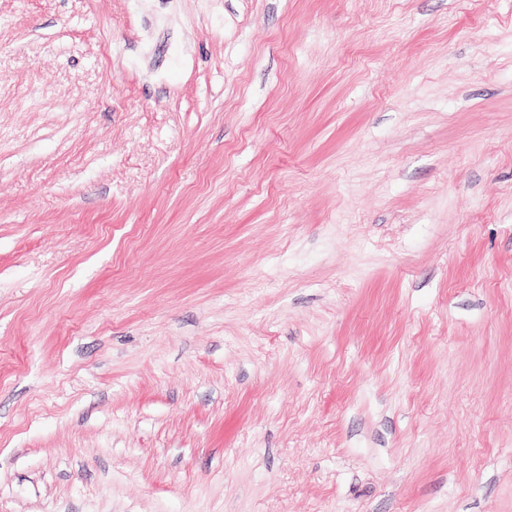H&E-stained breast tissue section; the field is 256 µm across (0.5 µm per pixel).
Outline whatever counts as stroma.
Masks as SVG:
<instances>
[{
	"label": "stroma",
	"instance_id": "35a3bbf8",
	"mask_svg": "<svg viewBox=\"0 0 512 512\" xmlns=\"http://www.w3.org/2000/svg\"><path fill=\"white\" fill-rule=\"evenodd\" d=\"M0 512H512V0H0Z\"/></svg>",
	"mask_w": 512,
	"mask_h": 512
}]
</instances>
